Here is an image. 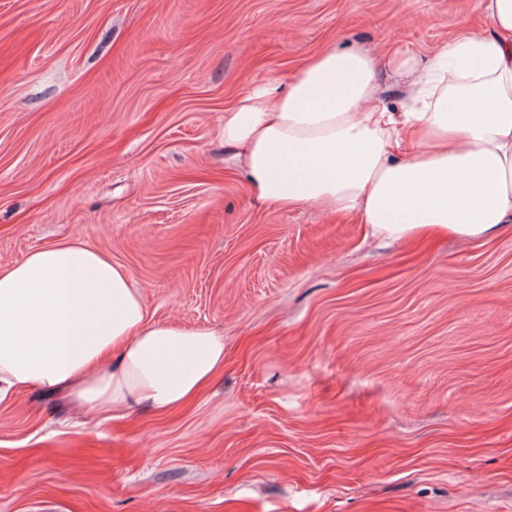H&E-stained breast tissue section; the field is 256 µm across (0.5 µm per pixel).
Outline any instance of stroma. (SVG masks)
<instances>
[{"label": "stroma", "instance_id": "1", "mask_svg": "<svg viewBox=\"0 0 512 512\" xmlns=\"http://www.w3.org/2000/svg\"><path fill=\"white\" fill-rule=\"evenodd\" d=\"M467 28L481 0H0V268L76 239L224 339L165 416L0 404V512H512V223L262 206L220 141L330 46L426 61Z\"/></svg>", "mask_w": 512, "mask_h": 512}]
</instances>
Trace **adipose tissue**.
I'll return each instance as SVG.
<instances>
[{
  "label": "adipose tissue",
  "mask_w": 512,
  "mask_h": 512,
  "mask_svg": "<svg viewBox=\"0 0 512 512\" xmlns=\"http://www.w3.org/2000/svg\"><path fill=\"white\" fill-rule=\"evenodd\" d=\"M483 11L492 35L463 34L426 64L393 60L406 85L397 108L376 58L353 47L253 85L225 111L223 139L254 198L352 211L400 239L512 222V0ZM223 366L222 338L152 322L129 272L80 241L0 269V402L39 386L107 418L162 413Z\"/></svg>",
  "instance_id": "adipose-tissue-1"
}]
</instances>
